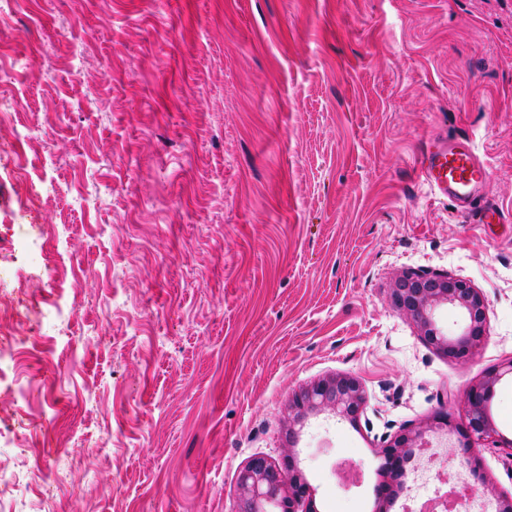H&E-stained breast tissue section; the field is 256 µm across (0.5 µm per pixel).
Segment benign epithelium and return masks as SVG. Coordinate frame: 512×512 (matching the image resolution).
<instances>
[{"label": "benign epithelium", "mask_w": 512, "mask_h": 512, "mask_svg": "<svg viewBox=\"0 0 512 512\" xmlns=\"http://www.w3.org/2000/svg\"><path fill=\"white\" fill-rule=\"evenodd\" d=\"M391 304L417 326L421 340L451 360L471 359L487 339V303L471 282L446 272H406L391 291ZM443 305L457 309L464 327L455 336L443 331L436 312ZM512 379V359L489 368L483 379L464 394L465 420L452 422L445 410L434 413L431 421L387 441L380 449L387 469L407 485L406 459L416 450L430 447L428 433L444 431L457 437L458 447L467 451L474 441H490L512 447L511 440L496 439L498 431L490 415L489 403L495 386L504 378ZM366 409V395L361 381L348 374L320 379L293 394L288 423V453L279 461L265 456L252 457L237 476L236 512H317L314 489L295 463V444L305 420L311 415L329 413L352 423Z\"/></svg>", "instance_id": "7a95c632"}]
</instances>
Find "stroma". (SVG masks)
Returning <instances> with one entry per match:
<instances>
[{"label": "stroma", "instance_id": "stroma-1", "mask_svg": "<svg viewBox=\"0 0 512 512\" xmlns=\"http://www.w3.org/2000/svg\"><path fill=\"white\" fill-rule=\"evenodd\" d=\"M0 44V236L42 282L0 298V428L43 423L0 469L54 481L16 512H235L239 469L286 451L293 391L336 374L367 407L301 431L316 508L402 512L379 448L461 420L512 359V223H470L416 176L432 133L467 138L512 210V0H19ZM407 270L482 291L474 359L392 306ZM433 448L423 476L468 481L475 459L485 498L512 496V448Z\"/></svg>", "mask_w": 512, "mask_h": 512}]
</instances>
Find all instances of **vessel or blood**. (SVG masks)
I'll return each instance as SVG.
<instances>
[{
	"label": "vessel or blood",
	"mask_w": 512,
	"mask_h": 512,
	"mask_svg": "<svg viewBox=\"0 0 512 512\" xmlns=\"http://www.w3.org/2000/svg\"><path fill=\"white\" fill-rule=\"evenodd\" d=\"M417 177L437 195L450 198L474 223H512V212L494 204L477 205L488 172L465 139L445 134L431 138L421 153Z\"/></svg>",
	"instance_id": "obj_1"
}]
</instances>
